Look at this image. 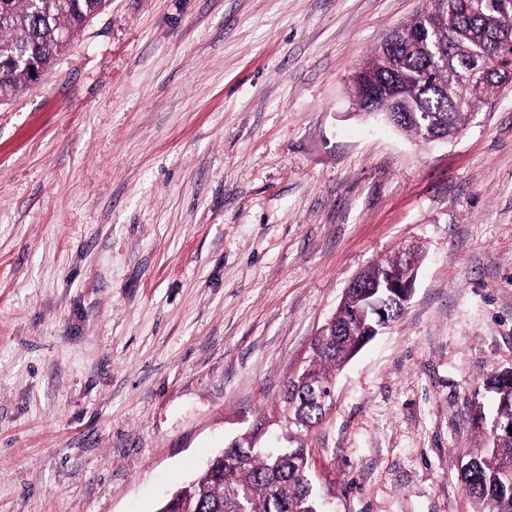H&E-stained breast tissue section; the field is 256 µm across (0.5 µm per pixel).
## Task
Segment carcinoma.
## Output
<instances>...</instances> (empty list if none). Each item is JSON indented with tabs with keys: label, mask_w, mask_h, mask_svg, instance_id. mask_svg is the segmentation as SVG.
<instances>
[{
	"label": "carcinoma",
	"mask_w": 512,
	"mask_h": 512,
	"mask_svg": "<svg viewBox=\"0 0 512 512\" xmlns=\"http://www.w3.org/2000/svg\"><path fill=\"white\" fill-rule=\"evenodd\" d=\"M111 0H0V103L15 98L29 86V75L16 62L18 55L37 56L51 69L70 41L90 19L103 13ZM501 0H437L425 9L422 27L428 38L418 44L416 29L397 32L401 59L398 69L375 49L359 68L362 73L390 77L396 73L406 90L393 103L395 110L382 116L396 119L399 110L425 112L434 120L440 136L459 133L468 117L487 104L502 88L501 80L487 82L484 94L472 97L460 78L467 62L479 58L512 56V9ZM392 261H380L361 274L363 285H373L391 269ZM357 300L337 314L336 328L318 339L308 367L329 380L354 357L366 332L364 316L355 311ZM485 386L497 408L512 409V373L490 376ZM294 411L304 423L314 424L320 407L306 391L288 382ZM291 448H256L239 465L217 471L204 470L172 493L169 512H318L320 498L306 487L300 463L289 456ZM512 434L487 440L482 450L462 466L466 493L478 512H512Z\"/></svg>",
	"instance_id": "cac0c4a2"
}]
</instances>
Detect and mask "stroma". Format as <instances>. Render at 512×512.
<instances>
[{
    "mask_svg": "<svg viewBox=\"0 0 512 512\" xmlns=\"http://www.w3.org/2000/svg\"><path fill=\"white\" fill-rule=\"evenodd\" d=\"M427 0H112L0 105V512H157L279 394L350 281L421 262L307 433L327 512H474L512 368V85L448 140L357 115ZM419 264L417 248L409 245L398 255L395 269L386 274V296L397 299L402 308H405L413 294ZM491 385L495 390H488V387ZM484 386L492 394L497 404V413H499L501 408H510L512 410V372L497 376L492 375L487 378Z\"/></svg>",
    "mask_w": 512,
    "mask_h": 512,
    "instance_id": "obj_1",
    "label": "stroma"
}]
</instances>
